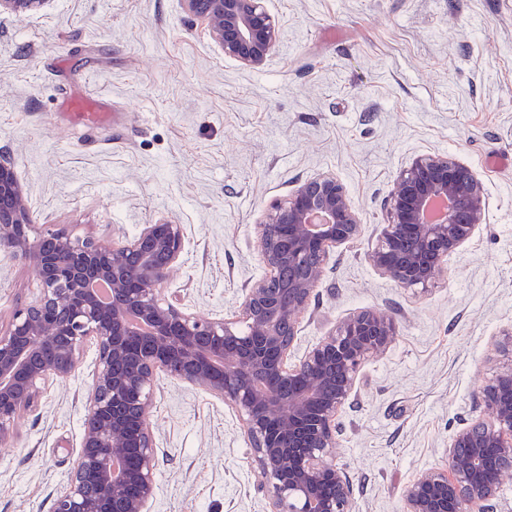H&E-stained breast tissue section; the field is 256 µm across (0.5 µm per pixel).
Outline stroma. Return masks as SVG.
I'll use <instances>...</instances> for the list:
<instances>
[{
    "mask_svg": "<svg viewBox=\"0 0 512 512\" xmlns=\"http://www.w3.org/2000/svg\"><path fill=\"white\" fill-rule=\"evenodd\" d=\"M279 40L264 68L225 57L182 0H46L0 12V153L34 233L121 245L144 225L183 231L160 292L186 313L235 318L266 275L259 223L299 184L330 173L362 222L330 251L290 351L299 362L356 311L398 335L362 368L339 416L334 463L354 512H404L408 483L444 466L452 435L482 417L478 394L512 331V0H265ZM98 100L108 122L73 124ZM425 154L470 166L485 218L423 291L370 260L397 174ZM32 265L0 252V329L32 301ZM95 342L0 442V512H52L84 432ZM150 512H269L238 413L167 376L148 411ZM71 115L77 124L96 125L104 121L107 113L100 112L95 102L86 97L72 99L69 102Z\"/></svg>",
    "mask_w": 512,
    "mask_h": 512,
    "instance_id": "35a3bbf8",
    "label": "stroma"
}]
</instances>
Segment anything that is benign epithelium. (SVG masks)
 <instances>
[{
    "instance_id": "7a95c632",
    "label": "benign epithelium",
    "mask_w": 512,
    "mask_h": 512,
    "mask_svg": "<svg viewBox=\"0 0 512 512\" xmlns=\"http://www.w3.org/2000/svg\"><path fill=\"white\" fill-rule=\"evenodd\" d=\"M213 41L250 68L265 65L279 29L264 0H183ZM45 0H0L27 15ZM433 204L444 209L430 222ZM387 224L371 254L398 288L435 284L441 263L484 220L477 175L448 156L415 158L384 204ZM33 216L11 163L0 155V249L31 261L41 292L0 332V439L46 383L70 377L83 346L97 342L80 451L68 490L53 512H148L156 492V454L146 415L157 376L203 388L242 419L271 500L270 512H353V485L325 463L339 450L336 419L362 365L397 336L394 318L365 309L339 323L297 364L288 352L297 316L324 272L331 249L362 234L345 185L315 176L276 203L259 225L266 276L246 292L236 319L203 321L161 297L159 285L183 251L181 225L147 224L133 240L103 246L62 229L32 237ZM416 242L406 262L397 243ZM493 377L479 393L491 421L477 420L448 443L445 467L405 490V512H493L512 471V332Z\"/></svg>"
}]
</instances>
